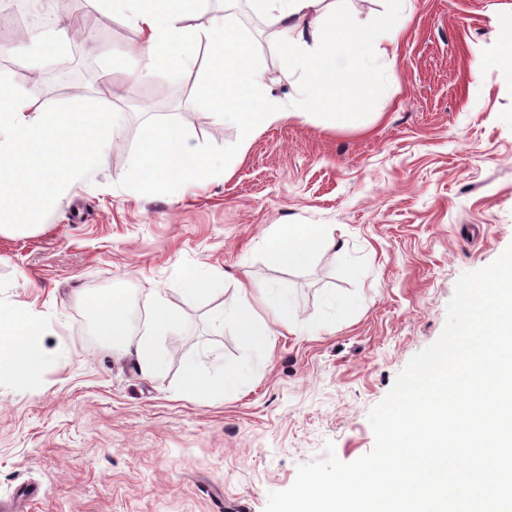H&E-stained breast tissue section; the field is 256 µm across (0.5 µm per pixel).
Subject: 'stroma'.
<instances>
[{
  "label": "stroma",
  "instance_id": "stroma-1",
  "mask_svg": "<svg viewBox=\"0 0 512 512\" xmlns=\"http://www.w3.org/2000/svg\"><path fill=\"white\" fill-rule=\"evenodd\" d=\"M396 67L358 95L359 125L320 114L257 131L245 154L237 129L203 112L196 73L136 79L137 31L81 53L82 92L120 115L102 165L57 200L37 230L0 235V307L32 306L56 358L27 384L0 374V497L37 483L27 512H264L299 464L333 442L352 462L374 447L370 409L441 334L461 274L512 244V70L476 79L474 64L512 30V0H411ZM251 0L232 19L274 95L296 99L280 49ZM36 53L0 73L45 79L33 111L72 102L66 76ZM173 121L223 179L175 194H137L124 180L146 124ZM333 225L332 246L298 266L265 248L276 225ZM223 276L220 291H181L187 272ZM280 289L269 347L246 348L233 320L237 283ZM127 302L128 335L155 337L166 367L143 376L100 336L85 299ZM173 323L154 326L157 297ZM240 373L236 392H189L183 363Z\"/></svg>",
  "mask_w": 512,
  "mask_h": 512
}]
</instances>
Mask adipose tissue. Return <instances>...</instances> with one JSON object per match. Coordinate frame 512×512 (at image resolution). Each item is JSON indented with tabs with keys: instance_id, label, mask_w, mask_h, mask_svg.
Returning a JSON list of instances; mask_svg holds the SVG:
<instances>
[{
	"instance_id": "1",
	"label": "adipose tissue",
	"mask_w": 512,
	"mask_h": 512,
	"mask_svg": "<svg viewBox=\"0 0 512 512\" xmlns=\"http://www.w3.org/2000/svg\"><path fill=\"white\" fill-rule=\"evenodd\" d=\"M97 6L137 30L140 39L131 53L138 62L137 78L158 72L182 74L200 68L196 95L204 111L236 126L237 154H244L254 133L287 117L305 118L318 112L336 127L356 124L352 101L374 87L376 73L368 50L396 63L409 0H385L382 12L362 19L336 6L334 0H253L276 36L288 71L299 74L302 91L291 106L270 92L263 71L250 63L251 46L228 14L195 24L200 0H95ZM224 176V167L191 145L172 122L147 125L140 148L132 154L125 179L138 189H177L205 185ZM333 240L328 225L295 224L272 228L267 251L291 266L305 261L313 249ZM243 307L236 314L238 333L250 347L264 346L271 331L263 312L276 310L280 298L272 289L249 284L238 290ZM98 327L122 355L133 357L140 372L156 376L165 360L152 337L125 333V301L119 294L89 298ZM42 325L27 306L0 308V368L24 380L46 362L39 348Z\"/></svg>"
}]
</instances>
